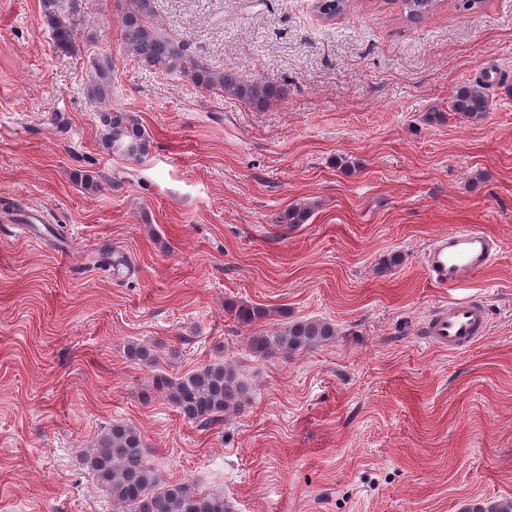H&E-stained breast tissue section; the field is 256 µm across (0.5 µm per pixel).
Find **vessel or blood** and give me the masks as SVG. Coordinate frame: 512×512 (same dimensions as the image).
<instances>
[{
	"label": "vessel or blood",
	"mask_w": 512,
	"mask_h": 512,
	"mask_svg": "<svg viewBox=\"0 0 512 512\" xmlns=\"http://www.w3.org/2000/svg\"><path fill=\"white\" fill-rule=\"evenodd\" d=\"M493 240L475 228L449 231L436 238L424 253V263L433 283L457 286L484 268L491 260ZM487 328L485 309L473 298L449 302L429 327V334L441 346L462 349L483 336Z\"/></svg>",
	"instance_id": "obj_1"
}]
</instances>
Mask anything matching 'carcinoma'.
I'll return each mask as SVG.
<instances>
[{"label":"carcinoma","mask_w":512,"mask_h":512,"mask_svg":"<svg viewBox=\"0 0 512 512\" xmlns=\"http://www.w3.org/2000/svg\"><path fill=\"white\" fill-rule=\"evenodd\" d=\"M408 15L418 18L433 8L436 0H404ZM121 41L124 52L148 68L187 76L203 89L219 87L254 105H265L288 95L286 86L245 82L233 73L211 69L206 63L188 55L182 45L153 23L155 0H123ZM43 20L52 32L55 46L75 51L78 38L94 39L92 31H81L85 18L83 0H42ZM87 96L92 102L112 101V63L107 59L91 60V79ZM452 110L466 118L490 110L483 84L477 82L460 89L453 98ZM101 145L107 150L124 153L139 160L148 153L149 140L142 127L118 104L99 112ZM332 324L317 320L297 321L276 335L252 336L253 353L270 357L288 355L312 347L332 336ZM129 356L153 368L156 357L145 346L133 345ZM157 390L165 393L171 404L188 421L209 428L225 411L240 405L247 387L236 367L224 362L209 364L175 380L158 374ZM146 447L139 429L128 424H114L99 437L95 448L84 452L85 461L98 479L111 488L112 498L129 512H228L224 496L196 489L188 482L163 487L146 464ZM466 512H512V500L488 504L477 501Z\"/></svg>","instance_id":"1"}]
</instances>
